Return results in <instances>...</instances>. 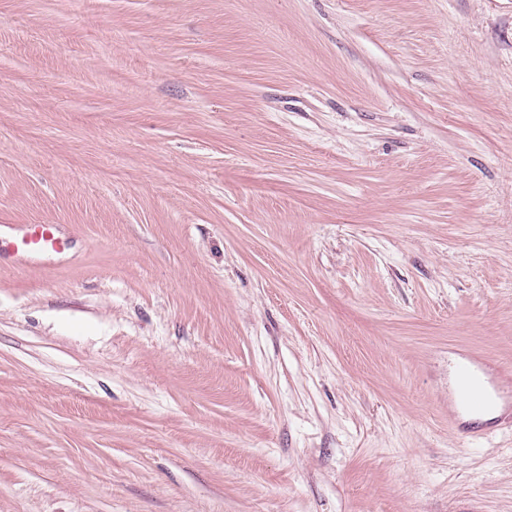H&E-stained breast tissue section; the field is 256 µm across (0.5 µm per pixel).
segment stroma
<instances>
[{"instance_id":"1","label":"stroma","mask_w":512,"mask_h":512,"mask_svg":"<svg viewBox=\"0 0 512 512\" xmlns=\"http://www.w3.org/2000/svg\"><path fill=\"white\" fill-rule=\"evenodd\" d=\"M1 224L0 512H512V0H0ZM19 233L9 240L15 245L16 253L29 257L38 252H62L67 248V240L55 224H23ZM474 362L470 359L464 358L458 366V376L462 383V390L467 396V408L474 412H480L487 409L494 401L495 397H499L498 392L492 387L493 391L482 389L478 392L474 390V378L476 377Z\"/></svg>"}]
</instances>
